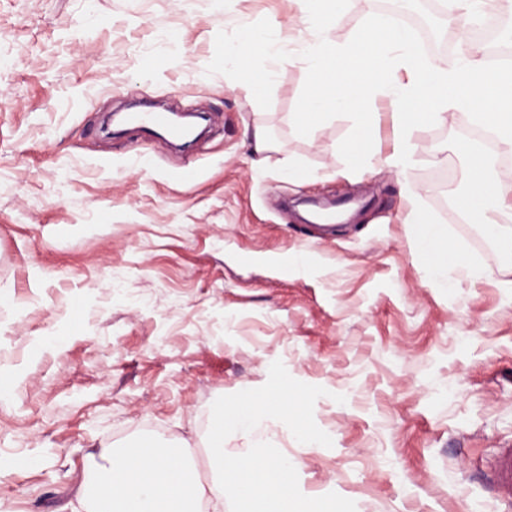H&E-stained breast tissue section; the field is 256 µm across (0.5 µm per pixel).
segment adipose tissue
I'll return each instance as SVG.
<instances>
[{
  "mask_svg": "<svg viewBox=\"0 0 512 512\" xmlns=\"http://www.w3.org/2000/svg\"><path fill=\"white\" fill-rule=\"evenodd\" d=\"M283 27L268 22L252 38L229 45L225 60L249 74L270 76L283 61ZM472 179L459 207L503 246L512 244V198L502 188L488 157L475 147L464 150ZM298 413L287 382L273 380L250 407L216 412L207 435L208 478L185 459L181 448L138 441L97 464L89 486L79 488L83 512H335L326 502L305 498L294 481L295 459L268 448L228 455L227 433L249 436L254 426L296 424L307 446H322V435L297 425Z\"/></svg>",
  "mask_w": 512,
  "mask_h": 512,
  "instance_id": "adipose-tissue-1",
  "label": "adipose tissue"
}]
</instances>
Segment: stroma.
<instances>
[{
    "label": "stroma",
    "mask_w": 512,
    "mask_h": 512,
    "mask_svg": "<svg viewBox=\"0 0 512 512\" xmlns=\"http://www.w3.org/2000/svg\"><path fill=\"white\" fill-rule=\"evenodd\" d=\"M436 63L454 67L466 20L425 0ZM393 0H350L340 42ZM297 0H0V512H71L95 463L157 437L198 452L212 415L256 398L269 366L303 398L325 445L292 431L229 435L300 462L298 484L342 512H512L490 468L512 450V256L457 223L448 169L470 123L417 128L404 175L386 97L365 168L338 152L339 116L300 136L293 113L314 41ZM282 22L294 58L244 88L228 43ZM147 102L203 112L190 148L110 113ZM272 147L254 171L246 133ZM298 174L283 177L287 167ZM431 219L409 223L407 190ZM359 198L339 231L283 200ZM453 243L447 288L427 283ZM319 251L312 271L280 254Z\"/></svg>",
    "instance_id": "35a3bbf8"
}]
</instances>
